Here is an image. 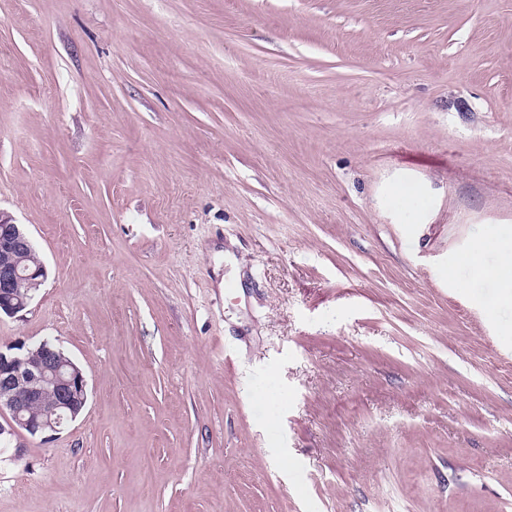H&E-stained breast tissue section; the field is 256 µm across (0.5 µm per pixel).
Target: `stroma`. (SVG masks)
<instances>
[{"instance_id":"35a3bbf8","label":"stroma","mask_w":512,"mask_h":512,"mask_svg":"<svg viewBox=\"0 0 512 512\" xmlns=\"http://www.w3.org/2000/svg\"><path fill=\"white\" fill-rule=\"evenodd\" d=\"M0 210L88 380L0 512H512V0H0ZM495 252L498 262L488 266L484 262L486 252ZM464 262L469 267L475 280L491 279L496 282L503 301H512V234L503 235L493 232L477 240L465 256Z\"/></svg>"}]
</instances>
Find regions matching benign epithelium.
Instances as JSON below:
<instances>
[{"mask_svg": "<svg viewBox=\"0 0 512 512\" xmlns=\"http://www.w3.org/2000/svg\"><path fill=\"white\" fill-rule=\"evenodd\" d=\"M34 248L24 228L0 213V315L14 316L27 309L44 284V264L33 270L21 266L22 255ZM22 283L27 285L23 293L18 289ZM47 396L61 413L54 418L34 416L32 406ZM87 399L85 371L60 345L45 339L0 346V410L8 412V419L0 423V440L16 441L15 456L24 448L21 436L58 433L84 410Z\"/></svg>", "mask_w": 512, "mask_h": 512, "instance_id": "1", "label": "benign epithelium"}]
</instances>
